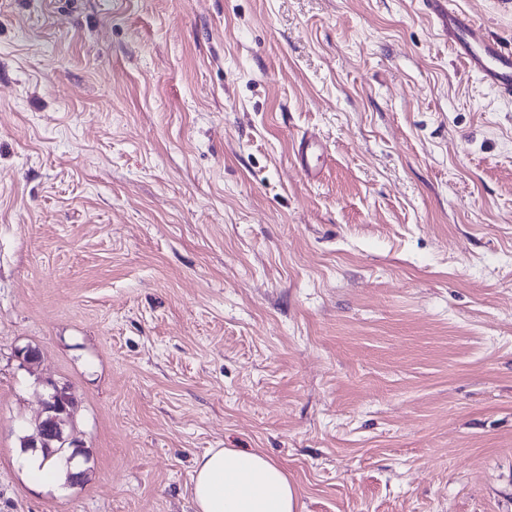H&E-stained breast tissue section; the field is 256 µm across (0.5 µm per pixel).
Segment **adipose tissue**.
Segmentation results:
<instances>
[{"label":"adipose tissue","mask_w":512,"mask_h":512,"mask_svg":"<svg viewBox=\"0 0 512 512\" xmlns=\"http://www.w3.org/2000/svg\"><path fill=\"white\" fill-rule=\"evenodd\" d=\"M196 512H299L285 470L256 451L212 448L197 457L192 486Z\"/></svg>","instance_id":"obj_1"}]
</instances>
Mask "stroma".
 <instances>
[{
  "label": "stroma",
  "mask_w": 512,
  "mask_h": 512,
  "mask_svg": "<svg viewBox=\"0 0 512 512\" xmlns=\"http://www.w3.org/2000/svg\"><path fill=\"white\" fill-rule=\"evenodd\" d=\"M211 448L301 512H512V99L421 0H0V512H195ZM46 399L44 400L45 418L39 422L37 434L29 437V447L32 449L41 448L47 453L52 452V444L61 442L63 445L77 448L72 442L64 437L63 425L67 424V418L73 417V412L68 410V403H75L73 397L68 392V388L60 387L52 380L45 382ZM48 419L57 423V428L53 432L44 430ZM19 465L31 483L39 487H59L65 483L63 465L53 459H44L39 452H22Z\"/></svg>",
  "instance_id": "35a3bbf8"
}]
</instances>
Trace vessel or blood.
Returning <instances> with one entry per match:
<instances>
[{"instance_id": "vessel-or-blood-1", "label": "vessel or blood", "mask_w": 512, "mask_h": 512, "mask_svg": "<svg viewBox=\"0 0 512 512\" xmlns=\"http://www.w3.org/2000/svg\"><path fill=\"white\" fill-rule=\"evenodd\" d=\"M465 66L481 75L497 93L512 97V48L486 35L472 17L458 11L455 0H422Z\"/></svg>"}]
</instances>
